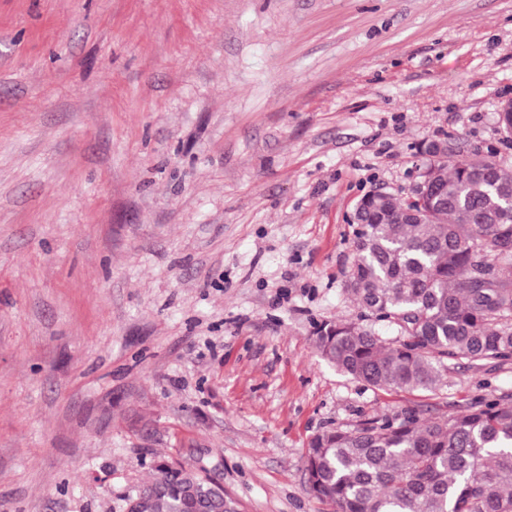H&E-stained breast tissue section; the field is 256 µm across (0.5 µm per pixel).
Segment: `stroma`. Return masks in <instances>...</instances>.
I'll use <instances>...</instances> for the list:
<instances>
[{
  "label": "stroma",
  "mask_w": 512,
  "mask_h": 512,
  "mask_svg": "<svg viewBox=\"0 0 512 512\" xmlns=\"http://www.w3.org/2000/svg\"><path fill=\"white\" fill-rule=\"evenodd\" d=\"M512 0H0V512H124L163 456L241 512H332L310 439L512 402L320 358L356 322L348 219L422 144L496 148Z\"/></svg>",
  "instance_id": "1"
}]
</instances>
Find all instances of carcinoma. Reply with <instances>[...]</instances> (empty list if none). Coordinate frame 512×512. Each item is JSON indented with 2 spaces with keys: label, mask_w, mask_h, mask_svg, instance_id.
Listing matches in <instances>:
<instances>
[{
  "label": "carcinoma",
  "mask_w": 512,
  "mask_h": 512,
  "mask_svg": "<svg viewBox=\"0 0 512 512\" xmlns=\"http://www.w3.org/2000/svg\"><path fill=\"white\" fill-rule=\"evenodd\" d=\"M432 146L422 149L434 186L423 202L393 194L359 208L347 284L364 317L395 325L403 340L342 320L312 333L324 360L377 389L431 391L448 357H512V166ZM305 470L309 492L332 512H512V404L330 428L311 439ZM150 471L126 512H239L207 473L165 458Z\"/></svg>",
  "instance_id": "obj_1"
}]
</instances>
